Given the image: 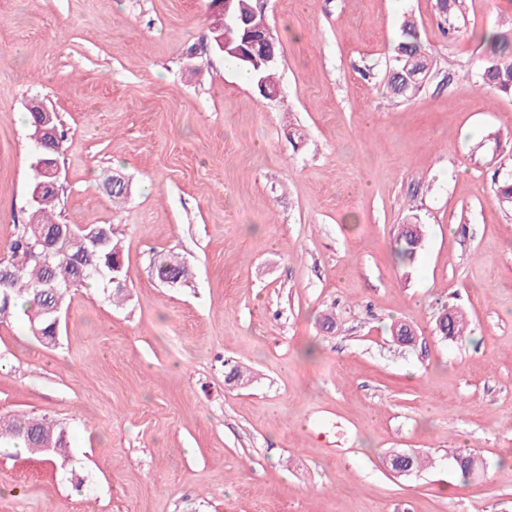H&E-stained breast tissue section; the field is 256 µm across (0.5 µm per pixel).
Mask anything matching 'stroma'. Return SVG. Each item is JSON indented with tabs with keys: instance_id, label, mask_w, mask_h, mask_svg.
<instances>
[{
	"instance_id": "35a3bbf8",
	"label": "stroma",
	"mask_w": 512,
	"mask_h": 512,
	"mask_svg": "<svg viewBox=\"0 0 512 512\" xmlns=\"http://www.w3.org/2000/svg\"><path fill=\"white\" fill-rule=\"evenodd\" d=\"M255 2L274 99L212 50L206 0H0V242L31 212L37 99L67 137L60 222L111 225L129 274L119 305L74 291L55 346L0 324V416L70 440L56 467L0 447V512H512V94L479 85L512 0H466L456 38L435 0ZM408 17L434 67L401 101ZM163 255L191 279L161 282ZM446 305L467 335L435 334ZM396 450L432 464L394 476Z\"/></svg>"
}]
</instances>
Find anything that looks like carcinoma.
Returning <instances> with one entry per match:
<instances>
[{
    "instance_id": "1",
    "label": "carcinoma",
    "mask_w": 512,
    "mask_h": 512,
    "mask_svg": "<svg viewBox=\"0 0 512 512\" xmlns=\"http://www.w3.org/2000/svg\"><path fill=\"white\" fill-rule=\"evenodd\" d=\"M437 15L446 25L449 35L460 33L457 21L463 16L464 0H436ZM215 29L233 46L242 43V27L218 18L212 22ZM253 83L260 80L270 86H277L275 80L276 63L260 64L240 62ZM433 69V60L422 48L418 25L412 18L405 19L402 35L394 49V63L389 69L386 91L395 98L409 100L415 97L425 85ZM482 85L505 94L512 93V39L495 41L493 55L481 68L479 75ZM495 201L504 208H512V182L503 181L493 190ZM57 207L55 201L32 203V212L26 224L17 225L14 235L0 244L7 259L0 262L6 271L0 278V323L24 299L35 307V315L30 320V328L44 331L40 340L46 345H54L57 336L50 333L55 310H62L72 289L88 283H100L103 289L110 290L113 302L126 297V287L112 284V263L116 255L122 253L119 243L114 241L112 225L89 224L78 228L71 224L62 225L53 219ZM51 241L47 255L37 260L33 257L30 245L37 239ZM398 255L412 260L418 248L411 240L410 228L405 226L397 238ZM157 277L162 282L175 279L185 280L187 269L176 257L165 258L156 266ZM445 317L436 321V331L442 336H460L467 329L468 322L457 308L443 309ZM65 429L54 425L46 416L15 415L0 421V444L11 446L22 442L25 448L39 454L43 460L52 462L58 459L54 448H65ZM405 455L408 470L416 472L426 463L427 456L419 452L392 451L386 456L390 468H396L399 455ZM452 459L462 477L469 478L479 473L481 464L469 452H454Z\"/></svg>"
}]
</instances>
